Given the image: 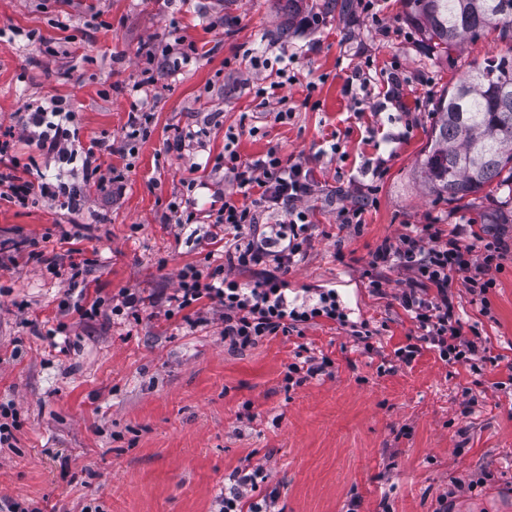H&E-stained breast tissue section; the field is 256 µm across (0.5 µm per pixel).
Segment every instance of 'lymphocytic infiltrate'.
<instances>
[{"instance_id": "1", "label": "lymphocytic infiltrate", "mask_w": 512, "mask_h": 512, "mask_svg": "<svg viewBox=\"0 0 512 512\" xmlns=\"http://www.w3.org/2000/svg\"><path fill=\"white\" fill-rule=\"evenodd\" d=\"M72 121L69 103L55 97L21 113L18 140L0 142V199L22 204L57 200L64 210L72 212L83 202L82 184L122 191L124 173L104 168L103 158L130 153L134 142L148 137L145 106H132L122 137L95 139L86 146L79 144ZM235 139V133H228L223 153L214 159L215 169L223 170L234 189L224 194L219 207L209 210L206 219L208 239L224 245V275L217 278L193 267L184 268L176 292L167 299V313L173 316L209 300L221 311L225 344L244 350L314 318L333 320L337 314L336 293L332 290L321 292L312 306H291L284 279L290 264L304 254L299 229L308 226L309 213L303 204L317 188L310 169L282 158L274 147L255 159L242 160L233 147ZM21 141L58 163L78 166L81 185H70L61 177L46 174L34 181L24 179L19 174L20 160L13 154ZM270 209L284 212L285 221L260 223V213ZM504 251L501 239L486 238L468 223L411 224L406 232L385 238L377 246L370 261L375 272L373 287L383 290L390 271H404L398 299L412 312L416 327L414 342L396 350L398 360L411 362L428 346L436 349L445 362L479 371L480 347L477 340L466 336L464 323L455 311L451 278L461 274L471 294L485 296L495 285L493 272ZM240 270L254 273V280H234V273ZM267 480L261 468L236 471L230 487L217 500L218 512H276L275 498L263 492Z\"/></svg>"}]
</instances>
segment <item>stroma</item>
<instances>
[{"label": "stroma", "mask_w": 512, "mask_h": 512, "mask_svg": "<svg viewBox=\"0 0 512 512\" xmlns=\"http://www.w3.org/2000/svg\"><path fill=\"white\" fill-rule=\"evenodd\" d=\"M299 0L288 22L286 0H0V27L43 36L55 55L0 44V132L19 112L55 96L73 104L83 143L124 133L141 78L146 42L194 45L197 58L162 80L148 98L150 135L133 153L108 163L124 170L126 189L109 196L93 186L74 214L48 200L21 206L0 199V403L13 402L22 426L15 445L0 447V497L40 512H216L237 469L267 470L265 488L281 512H512V204L495 187L478 205L436 197L416 177L435 104L475 64L512 47L489 33L468 41L455 61L428 53L406 20L405 0H380L382 26L356 0ZM295 55L294 84L280 94L291 117L260 114L249 52ZM400 62V103L385 99L381 80L367 86L375 111L360 112L345 87L356 67ZM316 83L307 92V83ZM205 130L193 157L164 153L182 129ZM236 129V149L250 160L278 147L311 169L318 188L307 201L312 223L303 258L285 275L289 296L332 288L346 324L320 317L301 333L265 338L235 351L225 345L218 308L202 307L203 324L168 316L166 299L186 266L211 272L205 235L188 236L164 215L181 196V180L198 162L203 215L233 185L205 162ZM339 149L325 151V138ZM376 184L361 225L336 220L340 192ZM471 222L509 249L490 290L489 311L455 285L453 303L476 326L490 360L482 375L424 349L411 364L395 351L415 324L395 295L405 278L389 272L386 294L373 291L370 254L406 225ZM69 227V243L59 240ZM89 260L75 287L49 273L45 260ZM137 292L141 320L104 314L80 319L73 301L90 306L120 289ZM66 323L65 347L47 329ZM368 323L369 343L352 325ZM333 360L332 377L289 388L285 367L298 345ZM476 402L463 412L465 391ZM460 480L464 489L453 490Z\"/></svg>", "instance_id": "stroma-1"}]
</instances>
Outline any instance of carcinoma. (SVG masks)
Here are the masks:
<instances>
[{"mask_svg":"<svg viewBox=\"0 0 512 512\" xmlns=\"http://www.w3.org/2000/svg\"><path fill=\"white\" fill-rule=\"evenodd\" d=\"M407 20L438 58L489 30L512 42V0H405ZM431 143L418 162L421 182L446 200L485 186L512 195V56L472 68L436 103Z\"/></svg>","mask_w":512,"mask_h":512,"instance_id":"obj_1","label":"carcinoma"}]
</instances>
